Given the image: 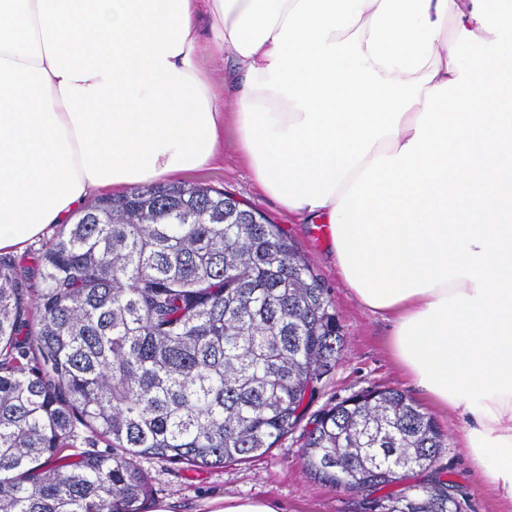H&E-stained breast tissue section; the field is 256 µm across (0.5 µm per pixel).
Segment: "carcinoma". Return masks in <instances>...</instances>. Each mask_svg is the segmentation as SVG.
Masks as SVG:
<instances>
[{
    "mask_svg": "<svg viewBox=\"0 0 512 512\" xmlns=\"http://www.w3.org/2000/svg\"><path fill=\"white\" fill-rule=\"evenodd\" d=\"M39 275L45 288L27 301L0 266V512H144L152 489L137 458L262 455L339 360L340 317L297 246L210 186L97 199ZM82 428L109 450L64 454ZM446 449L408 394L371 388L316 416L303 464L370 512H466L442 468L393 489Z\"/></svg>",
    "mask_w": 512,
    "mask_h": 512,
    "instance_id": "carcinoma-1",
    "label": "carcinoma"
}]
</instances>
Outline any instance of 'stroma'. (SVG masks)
<instances>
[{"mask_svg":"<svg viewBox=\"0 0 512 512\" xmlns=\"http://www.w3.org/2000/svg\"><path fill=\"white\" fill-rule=\"evenodd\" d=\"M187 183H202L226 190L251 208L263 213L297 245L313 271L328 290V299L338 313L344 344L336 368L319 385L310 414L330 409L340 400L363 389L397 388L411 396L421 408L429 403L394 362L389 345L391 325L362 306L336 272L326 237L312 225L295 222L266 195L241 162L232 133L224 135V153L208 167L187 173ZM59 226H51L42 238L18 254H0V264H17L27 298L43 288L38 259L56 238ZM438 426L448 435L446 452L438 460L458 493L471 504V512H503L500 500L491 492L486 478L478 473L458 444L463 422L435 413ZM303 429L284 437L268 453L243 463L224 466L190 467L153 459L141 466L152 481L148 508L168 503L171 512H207L209 501L222 496H260L280 503L285 512H359V496L342 492L309 478L301 458Z\"/></svg>","mask_w":512,"mask_h":512,"instance_id":"35a3bbf8","label":"stroma"}]
</instances>
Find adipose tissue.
Returning <instances> with one entry per match:
<instances>
[{"mask_svg": "<svg viewBox=\"0 0 512 512\" xmlns=\"http://www.w3.org/2000/svg\"><path fill=\"white\" fill-rule=\"evenodd\" d=\"M486 2L0 0V253L207 165L232 123L512 512V0ZM204 48L234 56L231 116ZM231 64V55L224 52V57L212 56L205 52L199 59V66L205 79L211 84L217 94V105L222 112H235L233 103L224 101V67Z\"/></svg>", "mask_w": 512, "mask_h": 512, "instance_id": "adipose-tissue-1", "label": "adipose tissue"}]
</instances>
